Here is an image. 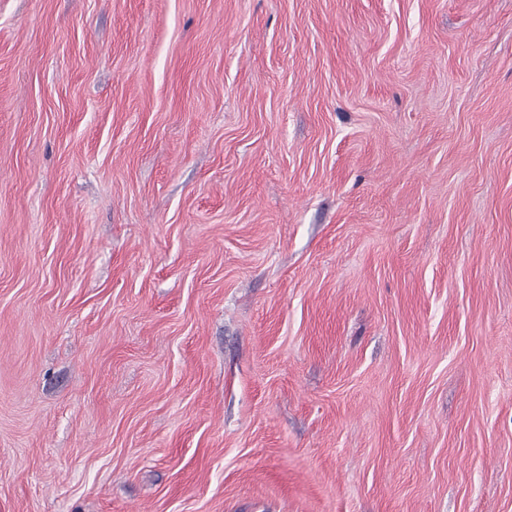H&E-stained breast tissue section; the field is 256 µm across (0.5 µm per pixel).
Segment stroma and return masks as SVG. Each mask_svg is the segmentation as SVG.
<instances>
[{
  "label": "stroma",
  "mask_w": 512,
  "mask_h": 512,
  "mask_svg": "<svg viewBox=\"0 0 512 512\" xmlns=\"http://www.w3.org/2000/svg\"><path fill=\"white\" fill-rule=\"evenodd\" d=\"M0 512H512V0H0Z\"/></svg>",
  "instance_id": "stroma-1"
}]
</instances>
